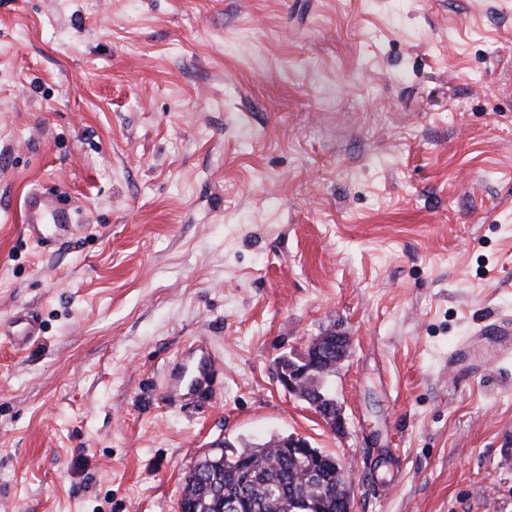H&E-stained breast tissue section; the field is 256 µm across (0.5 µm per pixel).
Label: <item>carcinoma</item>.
I'll return each instance as SVG.
<instances>
[{"instance_id":"carcinoma-1","label":"carcinoma","mask_w":512,"mask_h":512,"mask_svg":"<svg viewBox=\"0 0 512 512\" xmlns=\"http://www.w3.org/2000/svg\"><path fill=\"white\" fill-rule=\"evenodd\" d=\"M234 496L235 512H297L321 497L336 512V489H314L300 481L277 441L258 448L201 459L185 478L180 508L186 512H228L224 499Z\"/></svg>"}]
</instances>
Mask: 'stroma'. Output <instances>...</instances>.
<instances>
[{
  "instance_id": "1",
  "label": "stroma",
  "mask_w": 512,
  "mask_h": 512,
  "mask_svg": "<svg viewBox=\"0 0 512 512\" xmlns=\"http://www.w3.org/2000/svg\"><path fill=\"white\" fill-rule=\"evenodd\" d=\"M80 226L44 249L27 195ZM0 512H179L297 435L353 512H512V0H0ZM344 434L276 362L324 331ZM224 372L165 393L198 339ZM2 332L4 336H13L14 341L20 345L19 349L24 350L35 336H39L40 323L33 313H27L24 319L17 322L15 330L2 331L0 327V334ZM475 338H489L487 352L492 359L500 360L511 354L512 325L510 320L496 319L484 324Z\"/></svg>"
}]
</instances>
